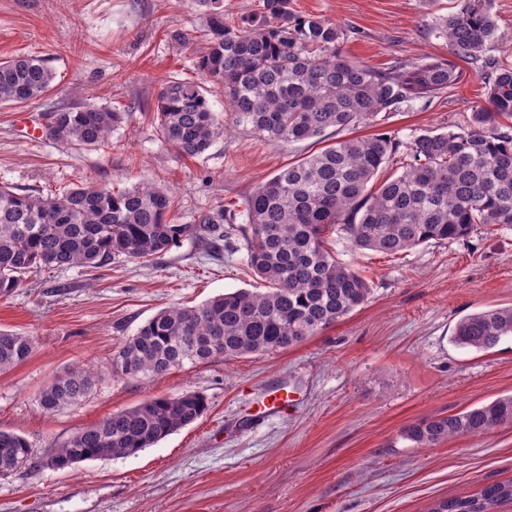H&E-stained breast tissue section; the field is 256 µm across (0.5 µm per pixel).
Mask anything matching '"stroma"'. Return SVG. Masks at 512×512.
<instances>
[{"mask_svg":"<svg viewBox=\"0 0 512 512\" xmlns=\"http://www.w3.org/2000/svg\"><path fill=\"white\" fill-rule=\"evenodd\" d=\"M459 0H291L300 15L336 21L356 62L445 58L437 18ZM204 38L198 0H0V57L45 58L54 90L25 106H0V183L26 190L70 184L166 188L176 223L236 209L241 198L313 141L283 146L235 128L202 157L165 143L153 119L158 82L196 81L192 47ZM463 81L392 114L378 131L401 142L466 128L485 104V75L463 64ZM90 101L123 113L109 146L76 149L31 141L56 106ZM243 221L183 237L148 262L120 256L98 269L41 271L0 298V329L32 336L22 365L0 375V429L43 455L78 429L155 396L204 394L194 423L125 459L75 469L0 476V512H430L443 498L512 480V423L472 437L416 447L404 429L512 394V338L488 351L453 343L456 322L512 306V226L399 254L358 251L339 259L368 282L353 313L291 348L187 365L151 381L115 375L110 359L157 311L195 306L263 283L247 266ZM89 366L93 391L49 415L37 394L72 367ZM287 388V416L264 398Z\"/></svg>","mask_w":512,"mask_h":512,"instance_id":"35a3bbf8","label":"stroma"}]
</instances>
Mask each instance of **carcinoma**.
I'll return each mask as SVG.
<instances>
[{
  "label": "carcinoma",
  "mask_w": 512,
  "mask_h": 512,
  "mask_svg": "<svg viewBox=\"0 0 512 512\" xmlns=\"http://www.w3.org/2000/svg\"><path fill=\"white\" fill-rule=\"evenodd\" d=\"M205 43L195 49L201 80L160 84L153 112L161 138L182 155L202 156L224 137L213 89L224 91L233 126L283 145L314 139L315 154L289 163L246 194L239 215L248 226V267L265 291L239 289L197 306H168L146 321L112 356L113 373L150 380L187 363L262 355L295 346L361 307L368 282L336 256L332 237L357 250L397 255L431 241L468 237L479 225L512 226V66L490 48L502 40L493 0H460L436 21L452 58L396 61L378 70L342 53L346 30L332 20L299 15L290 0H259L258 11L232 24L223 0H198ZM490 74L487 104L460 131L427 132L396 158L400 142L385 133L351 136L420 100L437 98L463 78L458 62ZM44 59L0 60V105L32 104L53 90ZM108 106L72 104L47 115L46 137L97 148L121 125ZM401 173L383 175L394 160ZM170 194L148 182L114 188L74 184L46 196L0 185V297L41 270L97 269L115 256L148 260L204 224H177ZM512 337V307L466 315L453 341L486 351ZM33 337L0 331V374L25 363ZM93 376L78 366L39 395L53 414L89 397ZM204 395L158 396L73 433L44 457L23 436L0 430V475L65 470L89 460L124 459L197 421ZM512 423V395L436 416L405 428L418 447L484 434ZM512 502V481L438 501L430 512H498Z\"/></svg>",
  "instance_id": "carcinoma-1"
}]
</instances>
